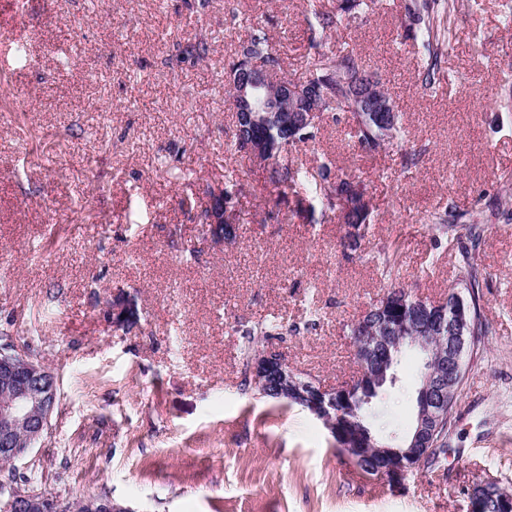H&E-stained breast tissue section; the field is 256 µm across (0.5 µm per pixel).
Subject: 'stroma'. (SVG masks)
<instances>
[{
	"label": "stroma",
	"instance_id": "stroma-1",
	"mask_svg": "<svg viewBox=\"0 0 512 512\" xmlns=\"http://www.w3.org/2000/svg\"><path fill=\"white\" fill-rule=\"evenodd\" d=\"M506 0H456L435 92L421 87L422 48L407 0L319 34L314 10L336 0H0V334L56 374L60 403L21 463L37 488L76 503L107 495L133 512H469L468 493L512 494V223L487 220L512 193V23ZM264 22L302 77L312 38L354 46L400 113L408 148L369 155L349 121L327 123L294 155L330 159L374 210L357 250L338 219L269 218L264 170L231 145L225 72ZM204 41L206 55L187 59ZM238 177L246 216L213 244L200 219L208 188ZM477 223L475 272L488 327L466 357L447 452L401 482L372 479L299 406L243 384L242 329L271 316L291 333L256 339L335 387L357 375L351 324L392 284L441 301L462 288L460 256L436 244L431 212ZM393 253L385 278L376 255ZM138 324L113 328L115 294ZM419 354L373 406L380 434L407 430Z\"/></svg>",
	"mask_w": 512,
	"mask_h": 512
}]
</instances>
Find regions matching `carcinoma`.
I'll return each mask as SVG.
<instances>
[{
	"mask_svg": "<svg viewBox=\"0 0 512 512\" xmlns=\"http://www.w3.org/2000/svg\"><path fill=\"white\" fill-rule=\"evenodd\" d=\"M376 6H378V0H337L336 9L316 10L314 16L318 27L324 32L332 28L349 27L351 22L366 15ZM435 6H437V0H413L412 4L406 7L411 23L424 24L422 87L426 90L432 89L435 84L443 44V40L434 32L433 20L437 13ZM243 54L258 64V71L254 73L256 77L270 78L283 70L284 60L281 53L271 43L265 27L259 23L251 26L247 44L243 46ZM362 70H364V65L353 49L346 48L338 54L331 51H316L308 56L307 74L303 78V82L317 83L325 91L327 98L323 102L317 123L309 127V135L302 138V141L316 140L325 117L329 116L332 121L337 122L342 116L352 113L350 99L338 81V72L342 71L354 76ZM235 116L236 125L231 144L243 151L245 145L256 137L266 142V147L274 158L272 164L266 167V172L269 181L278 189V192L276 197L271 199L272 210L268 212V215L279 213L281 205L288 203L287 190L307 181L306 172L292 158V148L297 145V142L288 141V129L286 128L273 123L266 128L253 131L245 128L241 113L237 112ZM351 137L354 139V146L370 154L382 151L386 145L399 146L403 143V131H401V123L398 118L394 119L392 135L387 140L383 138L381 126L374 121L362 125L352 124ZM310 184L313 193L312 201L297 200V212H305L312 216L315 213L313 202H321V215L324 216L328 212L336 213L342 223L356 229L349 247L357 248L373 217L372 210L364 205L353 206L344 213L338 212L337 201L341 197L353 193L352 176L344 173L332 174L331 163L324 161L317 169V177L313 178ZM236 194L237 184L229 177L225 180L223 189L218 192L212 189L208 191L207 201L201 213L202 223L206 224L213 215L225 211L227 206L230 207L231 215L224 219L221 231L224 233V238L231 240L237 237V224L240 221V215L235 209ZM430 222L435 233V240L446 243L461 242L462 235L457 230V222L446 220L439 212L431 214ZM480 288L482 285L479 279L472 275L465 278V291L459 294L452 290L448 293V299L452 300L460 295L471 305L473 322L470 335L474 336L476 342L486 333V324L482 320L479 308ZM399 292L400 295L396 298L394 289L391 288L387 293V300L380 299L370 305L366 311V321L378 328L391 319L409 325L423 307L431 305V302L415 298L402 288L399 289ZM282 328L283 325L274 320L259 324L246 331L245 335L248 336V342L251 343L256 336H278Z\"/></svg>",
	"mask_w": 512,
	"mask_h": 512,
	"instance_id": "cac0c4a2",
	"label": "carcinoma"
}]
</instances>
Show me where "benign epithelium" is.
Here are the masks:
<instances>
[{"instance_id": "7a95c632", "label": "benign epithelium", "mask_w": 512, "mask_h": 512, "mask_svg": "<svg viewBox=\"0 0 512 512\" xmlns=\"http://www.w3.org/2000/svg\"><path fill=\"white\" fill-rule=\"evenodd\" d=\"M252 68L248 59L237 61L238 75L233 82L230 105L235 112H246L252 125L264 126L273 112H286L290 140L308 135L306 123L300 119L302 100L315 96L319 89L304 83L284 84L266 81L259 85L245 76ZM363 85L352 96L353 110L360 122L376 115L377 122L388 132L391 115L395 114L393 102L375 93L380 79L366 72ZM134 314L129 301L120 297L112 301L105 312L110 323L125 326ZM470 307L458 296L453 304V314L435 304L414 318L409 330L397 322H389L379 335L371 328L353 337L355 358L359 363L358 377L345 385L327 388L314 379L300 381L296 370L288 366L282 352L274 348L257 351L251 359L249 375L260 389L272 387L279 398L300 406L321 420L343 453L354 463L364 465L373 445V436L363 424L336 410V395L352 406H368L374 399L376 386L394 383L396 374L387 362L391 347H399L409 340L426 364L440 367L429 373L420 388L419 410L406 448H379L378 455L384 466L374 472V477L389 482L398 481L408 471L418 467L435 446V435L442 419L450 416L460 393L464 375L462 356L473 344L468 335ZM446 338L448 346L440 348L434 339ZM57 379L43 360L29 353L16 351L10 338L0 343V462L6 468L17 470L16 462L33 448L48 427L56 402ZM7 496L0 502L4 512H66L68 506L50 494L30 489L6 477L0 481ZM470 500L480 502L488 512H512V498L499 496V492L484 482L470 493ZM85 512H133L132 509L108 496L91 497L82 501Z\"/></svg>"}]
</instances>
